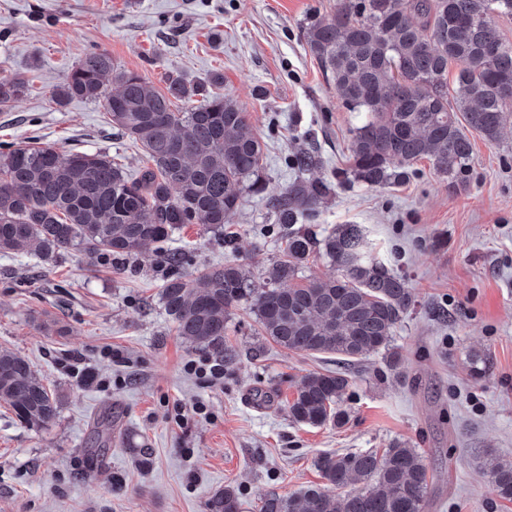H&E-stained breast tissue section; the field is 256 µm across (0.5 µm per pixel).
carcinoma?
<instances>
[{"mask_svg": "<svg viewBox=\"0 0 512 512\" xmlns=\"http://www.w3.org/2000/svg\"><path fill=\"white\" fill-rule=\"evenodd\" d=\"M512 17V0H336L327 18L304 27L308 51L321 64L338 99L365 113L352 130L349 175L370 187L403 180L421 159L448 179L463 182L472 166L467 131L499 139L512 109V42L492 19ZM455 69L453 95L448 73ZM28 90L23 79L0 82V109ZM194 89L175 77L162 92L141 75L119 68L104 52L81 58L53 98L104 103L112 124L139 143L152 168L130 177L100 153L20 145L0 153V252L51 260L80 250L115 258L164 243L182 224L221 231L246 193L263 195V154L246 112L231 97L191 104ZM189 102L181 112L172 99ZM299 176L268 196L277 223L288 228L284 257L265 283L255 284L242 265L227 260L203 273L194 286L167 277L164 310L178 335L227 360L224 333L232 310L249 304L261 335L280 347L307 354L330 353L350 364L390 346L395 328L414 303L406 280L364 254L357 224H340L318 238L299 224L321 205L326 187L309 180L311 154L294 155ZM341 271L333 279L294 285L312 257ZM350 388L346 372L305 376L288 413L297 423L343 425L340 403ZM0 401L27 426L54 422L57 401L30 363L0 349ZM112 443V420L97 422L90 457ZM499 495L512 500V462H484ZM316 467L325 486L270 493L259 512H424L429 475L419 452L395 442L382 453H324ZM331 486L342 490L334 495ZM238 489L214 493L207 512H240Z\"/></svg>", "mask_w": 512, "mask_h": 512, "instance_id": "carcinoma-1", "label": "carcinoma"}]
</instances>
